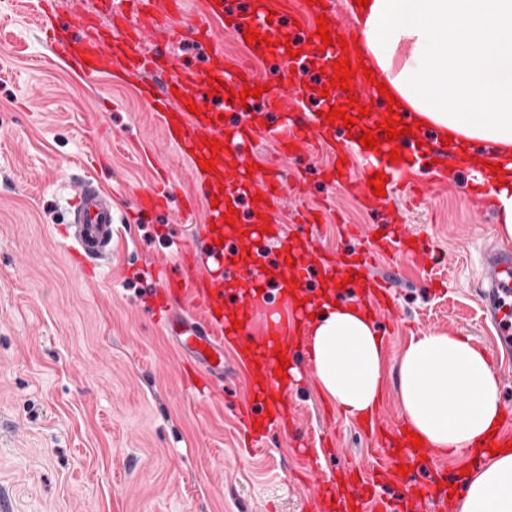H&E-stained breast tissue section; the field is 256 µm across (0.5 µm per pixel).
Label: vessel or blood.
I'll use <instances>...</instances> for the list:
<instances>
[{
    "instance_id": "obj_1",
    "label": "vessel or blood",
    "mask_w": 512,
    "mask_h": 512,
    "mask_svg": "<svg viewBox=\"0 0 512 512\" xmlns=\"http://www.w3.org/2000/svg\"><path fill=\"white\" fill-rule=\"evenodd\" d=\"M37 21L50 52L71 58L86 78H127L140 83L146 106L156 112L165 135L179 158L190 168L195 191L188 197L186 219L192 222V241L177 255L174 268L156 271L158 289L150 311L163 319L173 342L184 357V380L200 397H208L224 381L225 348L229 359L249 377L247 399L236 408L246 447L263 446L273 436L291 438L299 425L289 380L276 377V345L303 343L309 307L304 299L316 290L313 272L345 278L356 306L373 321L394 319L397 304L390 278L375 273L377 258L396 253L420 271L437 263L434 249L418 239L416 231L391 208L398 198L421 202L446 187L442 162L448 157L436 130L423 127L413 135L382 142L379 149L363 148L357 137L375 128L371 118L353 128L342 121L328 123L330 108L349 101L339 87L328 86L333 65L345 56L334 0H199L195 22L174 24L182 0H38ZM326 17L333 44L316 35L318 17ZM243 35L253 29L261 39L251 50L256 57L275 60L280 82L270 84L260 97L229 102V93L257 86L253 77H241V67L224 55L211 20ZM160 39L165 49L148 53L147 37ZM194 42L201 62L184 59L178 45ZM162 73L163 85L148 82L147 74ZM225 86L210 93L208 79ZM196 112H188V103ZM215 149H208V141ZM274 142L284 154L308 156L314 149L331 157L320 169L323 183L357 199L367 211L386 213L382 225L348 228L354 241L346 252L320 250L314 238L292 236L286 225L272 222L263 233L264 216L283 207L287 186L304 193L306 168L286 177L275 164L252 170L255 153L263 142ZM404 158L390 161L392 150ZM214 158L215 169L202 170L200 162ZM384 176V195H374L371 173ZM172 185L160 175L133 197L141 212L165 208ZM204 209H197V202ZM236 210V232L226 234L224 217ZM70 222L62 229L67 250L86 276L99 274L112 259L116 232L112 195L93 182H79L71 190ZM280 275L268 281L266 271ZM478 301L483 321L491 322L496 348L512 353V247L493 244L480 252ZM241 328H234L233 320ZM378 448L367 466H355L334 476L322 470L307 441L296 453L306 478L323 482L308 498L310 512H455L447 484L456 480L438 462L435 449L415 448L402 425L389 424L381 412L357 422ZM394 485L392 495H380L383 485Z\"/></svg>"
}]
</instances>
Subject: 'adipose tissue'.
<instances>
[{"mask_svg": "<svg viewBox=\"0 0 512 512\" xmlns=\"http://www.w3.org/2000/svg\"><path fill=\"white\" fill-rule=\"evenodd\" d=\"M372 71L396 109L460 143L494 144L512 155V0H370L358 13ZM308 351L324 392L347 414L371 411L381 395L382 342L350 304L320 303ZM399 403L430 447L460 453L496 426L500 384L469 338L430 334L399 363ZM459 512H512V449L489 455L461 485Z\"/></svg>", "mask_w": 512, "mask_h": 512, "instance_id": "ef3b65f1", "label": "adipose tissue"}]
</instances>
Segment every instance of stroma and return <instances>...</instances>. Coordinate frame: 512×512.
I'll return each mask as SVG.
<instances>
[{"label": "stroma", "instance_id": "obj_1", "mask_svg": "<svg viewBox=\"0 0 512 512\" xmlns=\"http://www.w3.org/2000/svg\"><path fill=\"white\" fill-rule=\"evenodd\" d=\"M36 2L0 0V498L10 512H308L289 442L244 447L235 412L245 384L232 364L223 394L199 401L183 381L182 354L145 306L153 264L174 265L176 243L191 238L181 219L190 170L133 85L85 80L51 55ZM256 161L287 173L306 165L305 205L324 193V151L298 160L266 142ZM160 171L175 185L166 209L133 216L132 188ZM86 177L128 219L111 266L92 280L59 233L69 185ZM399 210L441 261L430 276L406 267L394 282L399 316L383 338L380 400L396 424L398 365L413 338L466 336L490 350L473 286L478 250L497 234L494 208L476 212L457 190ZM374 221L337 190L312 232L337 252L349 242L345 225ZM432 278L444 290L430 288ZM293 400L302 437L332 432L327 467L370 463L375 441L317 379L301 381Z\"/></svg>", "mask_w": 512, "mask_h": 512}]
</instances>
